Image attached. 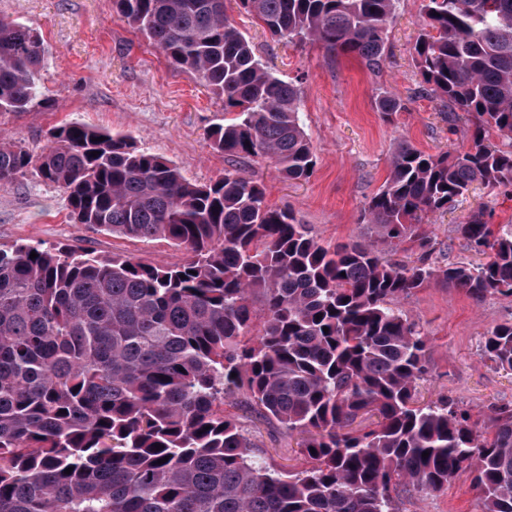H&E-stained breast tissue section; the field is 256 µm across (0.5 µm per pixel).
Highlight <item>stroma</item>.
I'll return each instance as SVG.
<instances>
[{"label":"stroma","mask_w":512,"mask_h":512,"mask_svg":"<svg viewBox=\"0 0 512 512\" xmlns=\"http://www.w3.org/2000/svg\"><path fill=\"white\" fill-rule=\"evenodd\" d=\"M227 13L252 42L264 66L300 90L305 131L316 155L310 178L289 181L269 162L215 151L207 132L227 120L224 103L186 71L173 68L161 51L112 10V0H0V17L24 24L48 50L42 82L48 106L0 112V140L40 156L50 131L81 122L127 134L138 146L172 161L193 183H206L239 169L258 177L269 204L290 209L299 223L326 243L367 237L362 209L384 184L389 159L401 142L436 154L465 143L470 122L449 124L439 100L417 93L420 77L414 45L421 31V0H400L387 33L385 61L369 71L356 55L327 53L317 44L271 41L258 21L227 0ZM402 99L404 111L385 116L381 91ZM492 224H512V188L479 185L467 199L431 215L430 260L434 264L481 262L455 231L478 209ZM38 241L48 248L81 247L103 256H128L168 267L187 254L163 239L139 241L104 234L73 219L64 193L28 170L0 186V247ZM400 308L429 337V373L419 385L424 400L447 398L485 426L493 407L512 405V376L481 355L484 333L512 323V297L477 302L459 288L431 286L402 299ZM399 512H482V493L471 469L457 472L444 492H400Z\"/></svg>","instance_id":"obj_1"}]
</instances>
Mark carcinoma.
Instances as JSON below:
<instances>
[{"label": "carcinoma", "mask_w": 512, "mask_h": 512, "mask_svg": "<svg viewBox=\"0 0 512 512\" xmlns=\"http://www.w3.org/2000/svg\"><path fill=\"white\" fill-rule=\"evenodd\" d=\"M238 2L271 39L354 53L372 71L399 5ZM112 4L237 113L211 127L212 149L310 177L299 90L265 68L224 0ZM421 25L418 94L473 131L452 153L398 145L363 209L369 243L328 245L251 175L192 183L133 138L83 123L54 128L36 166L0 142V186L33 166L80 223L188 253L156 267L0 247V512H398V487L441 492L463 468L476 472L483 512H512V406L481 430L449 399L420 402L429 339L398 307L430 285L512 297V224L495 232L475 212L456 233L486 260L441 267L428 263L423 224L476 183L512 186V0H422ZM47 56L32 29L0 18V112L46 105ZM378 106L405 109L387 91ZM399 252L414 260H392ZM481 354L512 375V323L489 329ZM239 397L297 437L300 470L257 454V435L224 412Z\"/></svg>", "instance_id": "1"}]
</instances>
